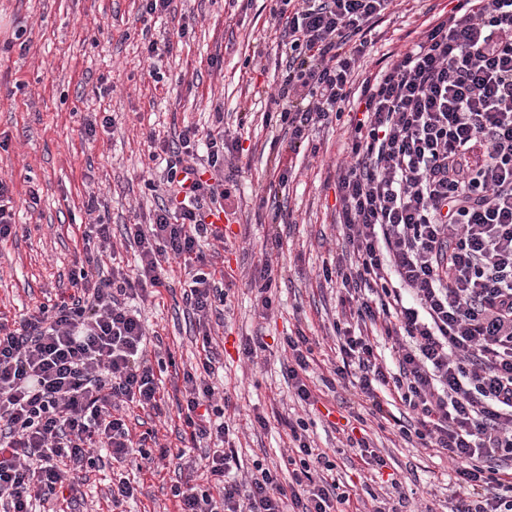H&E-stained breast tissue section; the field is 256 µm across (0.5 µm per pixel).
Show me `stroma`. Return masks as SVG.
Returning <instances> with one entry per match:
<instances>
[{"mask_svg":"<svg viewBox=\"0 0 512 512\" xmlns=\"http://www.w3.org/2000/svg\"><path fill=\"white\" fill-rule=\"evenodd\" d=\"M448 0H397L379 24L366 58L378 70L387 54L403 52L416 40L420 11H442ZM140 0H0V178L10 179L16 206L17 234L0 243V315L7 318L34 304L73 294L71 278L83 206L97 196L112 241L125 260L124 227L148 223L157 201L142 178L150 167L147 136L171 138L185 125L211 126L223 111L229 128H240L245 151L232 173V215L224 227L225 246L214 261L238 277L227 300L229 312L218 341L224 347V386L231 404L224 416L232 431L241 468L250 476L255 463L272 465L288 450V429L272 424L253 430L255 414L279 413L304 418L316 445L335 452L337 473L361 482L355 451L340 445V423L349 391H322L316 408L303 409L290 396L286 378V335L304 333L315 341L310 385L336 359L333 324L338 283L326 281L323 265L340 249L336 228V167L348 162L347 122L316 128L308 145L290 157L288 181L277 184L275 165L279 130L263 124L264 113L279 112L282 49L270 22V0H172L162 16H140ZM189 34L162 60L161 79L150 77L143 34L162 39L180 25ZM23 38H16L17 28ZM115 119L113 133L89 138L84 124L103 116ZM40 200L28 207L30 189ZM276 192L277 207L259 200ZM278 277L272 310L261 318L249 279L254 265L274 239ZM166 285L141 306L150 331L158 332L177 368L194 364L198 347L183 297L180 260L166 266ZM253 337L264 350L246 357L242 339ZM158 417L137 407L124 413L134 436L157 432L160 443L179 448L182 422L175 398ZM366 429L390 473L405 478L413 494L411 512H446L454 492V474L445 455L414 448L376 423ZM111 467L90 471L57 512H108ZM173 468L135 475L138 492L126 512H176L170 487Z\"/></svg>","mask_w":512,"mask_h":512,"instance_id":"stroma-1","label":"stroma"}]
</instances>
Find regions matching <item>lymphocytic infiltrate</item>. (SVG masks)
<instances>
[{
	"mask_svg": "<svg viewBox=\"0 0 512 512\" xmlns=\"http://www.w3.org/2000/svg\"><path fill=\"white\" fill-rule=\"evenodd\" d=\"M280 2L271 16L288 39L279 91L287 152L316 125L345 118L351 127V161L336 170L342 252L323 269L344 290L339 362L321 379L353 389L346 442L362 467L381 469L372 439L353 432L369 417L394 425L412 446L447 456L457 485L448 512H512V0H454L364 78L369 36L395 0ZM147 141L150 160L166 163L165 189L150 223L125 227L133 264L101 275L111 235L96 220L82 233L75 294L0 317V512L60 497L102 450L139 471L174 463L178 512H405L398 479L395 499L373 507L337 479L300 417L286 422L287 480L260 464L247 480L232 477L212 328L234 281L211 266L206 250L224 234L206 218L229 199L224 167L242 148L220 126ZM172 259L183 263L201 340L175 387L185 426L175 451L135 446L122 414L130 404L165 412L168 366L126 301L163 287ZM377 335L391 340L394 361L378 353ZM285 350L289 389L315 405L309 338L286 337ZM394 397L409 420L390 410ZM204 441L212 447L197 455Z\"/></svg>",
	"mask_w": 512,
	"mask_h": 512,
	"instance_id": "f902f5d3",
	"label": "lymphocytic infiltrate"
}]
</instances>
